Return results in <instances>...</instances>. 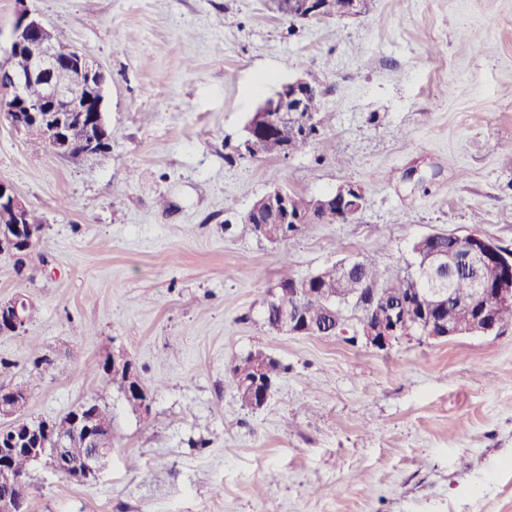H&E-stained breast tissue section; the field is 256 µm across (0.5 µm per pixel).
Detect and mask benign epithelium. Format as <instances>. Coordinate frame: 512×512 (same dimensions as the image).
Instances as JSON below:
<instances>
[{"label": "benign epithelium", "instance_id": "obj_1", "mask_svg": "<svg viewBox=\"0 0 512 512\" xmlns=\"http://www.w3.org/2000/svg\"><path fill=\"white\" fill-rule=\"evenodd\" d=\"M278 11L286 16L295 15L304 20H321L336 13L335 0H274ZM368 0H345L340 17L355 18L365 13ZM30 51L27 67L14 69L11 63L23 48ZM41 82L42 97L33 100L28 96V86ZM106 75L98 64L78 49L68 56H62L56 49L54 31L40 15L23 9L17 12L7 45H0V101L7 104V111L0 114V122H6L13 131L24 134L32 124L43 125L48 134L47 145L56 154L80 156L100 153L108 149L106 130L108 124L104 107ZM319 91L312 81L297 77L282 83L271 95L263 100L264 118L258 126L251 125L243 143L249 155L258 153L259 137L282 124H292L294 128L308 132L315 123L309 109V98ZM85 125L86 139L76 143L70 136L71 127ZM263 215L264 224L299 223L288 216L286 193L274 187L254 201L245 214L247 221L253 216ZM0 222L12 225L16 236L0 232V251L13 250L18 241L34 243L30 236L33 224L31 212L24 199L13 186L0 181ZM494 256L512 269V252H505L487 237L477 234L468 236V243L461 255H438L430 264H414V271L427 275L438 284L436 288H424L422 292L430 297L446 301L451 297L443 285L448 283V267L458 263L465 266L482 262ZM474 293L470 306L476 309L477 316L472 320L471 334L489 335L496 332L495 325L485 314L493 305H512V277L497 288H487L478 278L472 281ZM268 304L279 309L276 328L289 330V333H304L308 336H324L325 328L316 324H306L300 319L298 305L290 304L271 293ZM28 303L21 297L7 303H0V314L10 318L13 332H19L26 324L24 310ZM419 333L425 339L444 340L460 335L450 325L438 329L432 322H412L403 319L390 310L377 309L375 316L361 320L358 338L374 349L385 350L404 337ZM262 367H257L255 378L250 385L259 388L260 406H265L272 396L271 387L261 377ZM27 401L10 393H0V423L4 431L0 433V484L14 487L17 491L26 490L25 480L14 474L7 464L12 448L6 443L7 434L22 419ZM74 431L89 442L86 454L74 460L67 455L69 437L50 431V425L42 426V434L34 436L35 447L29 449L30 458L39 462L51 460V466L58 473L80 483H88L98 478L103 461L112 454L109 448L96 445L92 420L83 416L79 408L71 415Z\"/></svg>", "mask_w": 512, "mask_h": 512}]
</instances>
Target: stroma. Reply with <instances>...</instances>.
I'll list each match as a JSON object with an SVG mask.
<instances>
[{"instance_id":"obj_1","label":"stroma","mask_w":512,"mask_h":512,"mask_svg":"<svg viewBox=\"0 0 512 512\" xmlns=\"http://www.w3.org/2000/svg\"><path fill=\"white\" fill-rule=\"evenodd\" d=\"M65 30L108 88L111 150L59 156L0 123V180L40 233L0 254V302L36 310L0 336L24 380L51 358L25 416L106 405L116 430L98 479L28 472V512H512V329L350 344L271 333L264 301L289 256L304 276L346 257L382 282L434 232L512 249V0H370L361 17L292 20L273 0H0ZM479 41H472V33ZM305 77L329 116L289 158L242 142L257 105ZM365 205L280 244L244 216L268 189ZM285 365L267 406L245 407L226 364ZM124 352L153 390L148 419L97 365Z\"/></svg>"}]
</instances>
